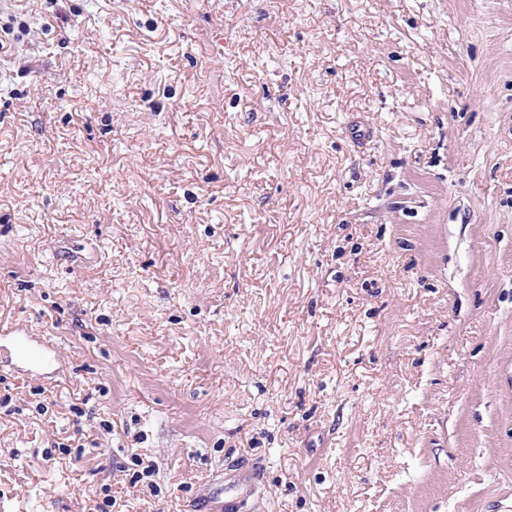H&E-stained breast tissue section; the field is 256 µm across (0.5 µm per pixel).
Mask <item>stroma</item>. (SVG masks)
Instances as JSON below:
<instances>
[{
    "label": "stroma",
    "mask_w": 512,
    "mask_h": 512,
    "mask_svg": "<svg viewBox=\"0 0 512 512\" xmlns=\"http://www.w3.org/2000/svg\"><path fill=\"white\" fill-rule=\"evenodd\" d=\"M2 325L0 512H512V0H0Z\"/></svg>",
    "instance_id": "stroma-1"
}]
</instances>
